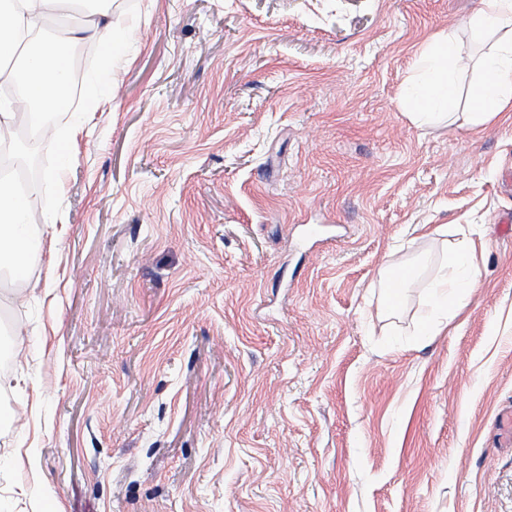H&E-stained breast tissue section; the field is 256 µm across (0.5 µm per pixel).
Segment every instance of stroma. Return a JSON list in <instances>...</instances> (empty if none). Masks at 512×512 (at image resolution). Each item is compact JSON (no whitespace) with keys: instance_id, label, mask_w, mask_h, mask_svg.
Returning a JSON list of instances; mask_svg holds the SVG:
<instances>
[{"instance_id":"obj_1","label":"stroma","mask_w":512,"mask_h":512,"mask_svg":"<svg viewBox=\"0 0 512 512\" xmlns=\"http://www.w3.org/2000/svg\"><path fill=\"white\" fill-rule=\"evenodd\" d=\"M62 214L0 312V512H512V112L420 128L480 0H134ZM478 285L421 341L441 240ZM410 261L399 312L380 274Z\"/></svg>"}]
</instances>
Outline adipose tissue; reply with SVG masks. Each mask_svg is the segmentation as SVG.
Wrapping results in <instances>:
<instances>
[{"mask_svg": "<svg viewBox=\"0 0 512 512\" xmlns=\"http://www.w3.org/2000/svg\"><path fill=\"white\" fill-rule=\"evenodd\" d=\"M62 2L16 0L10 10H0V84L22 79L24 99L30 106L29 111L22 112L14 102L0 101V146L14 145L16 130L22 125L29 127L33 135H42L43 114L58 109L60 95L68 88L69 57L39 43L45 18ZM101 2L85 0L80 20L67 31L68 41L111 42L112 16L101 9ZM470 24L477 33L495 39L492 50L476 63L480 76L471 90L474 111L448 110L458 66L449 60L453 40L441 32L421 46L402 88L401 98L410 109L409 118L414 125L435 127L448 123L466 129L485 124L499 113L512 112V0H482V7ZM474 251L473 239L465 235L449 244L431 293L436 317L420 324L419 335H430L436 325L451 320L460 301L476 287Z\"/></svg>", "mask_w": 512, "mask_h": 512, "instance_id": "obj_1", "label": "adipose tissue"}]
</instances>
